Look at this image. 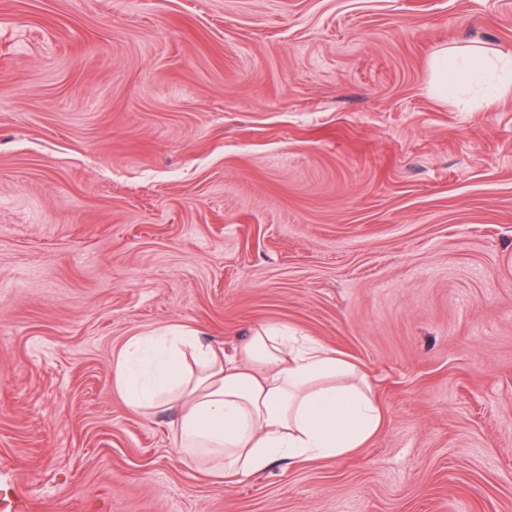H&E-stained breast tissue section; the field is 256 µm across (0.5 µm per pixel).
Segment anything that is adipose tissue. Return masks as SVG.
Masks as SVG:
<instances>
[{
	"mask_svg": "<svg viewBox=\"0 0 512 512\" xmlns=\"http://www.w3.org/2000/svg\"><path fill=\"white\" fill-rule=\"evenodd\" d=\"M113 376L131 410L174 411L185 462L228 483L284 460L347 455L382 422L362 369L276 325L230 351L186 329L135 337L115 358Z\"/></svg>",
	"mask_w": 512,
	"mask_h": 512,
	"instance_id": "adipose-tissue-1",
	"label": "adipose tissue"
}]
</instances>
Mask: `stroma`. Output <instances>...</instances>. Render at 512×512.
I'll list each match as a JSON object with an SVG mask.
<instances>
[{
  "instance_id": "1",
  "label": "stroma",
  "mask_w": 512,
  "mask_h": 512,
  "mask_svg": "<svg viewBox=\"0 0 512 512\" xmlns=\"http://www.w3.org/2000/svg\"><path fill=\"white\" fill-rule=\"evenodd\" d=\"M512 0H0V502L512 512ZM288 327L364 367L339 459L224 484L112 365Z\"/></svg>"
}]
</instances>
